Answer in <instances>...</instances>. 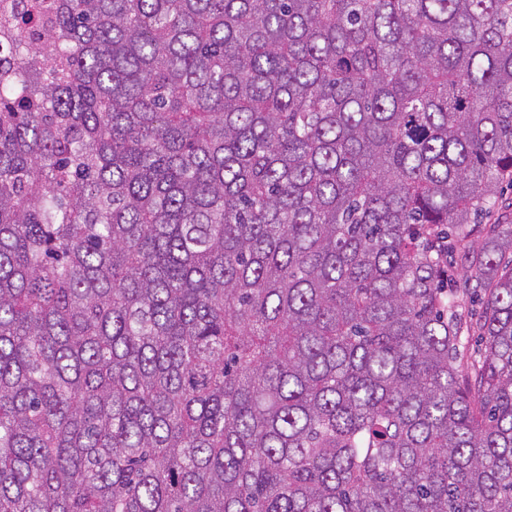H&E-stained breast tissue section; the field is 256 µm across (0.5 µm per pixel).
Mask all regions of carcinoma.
<instances>
[{
	"label": "carcinoma",
	"instance_id": "cac0c4a2",
	"mask_svg": "<svg viewBox=\"0 0 512 512\" xmlns=\"http://www.w3.org/2000/svg\"><path fill=\"white\" fill-rule=\"evenodd\" d=\"M24 2L0 512H512V0Z\"/></svg>",
	"mask_w": 512,
	"mask_h": 512
}]
</instances>
